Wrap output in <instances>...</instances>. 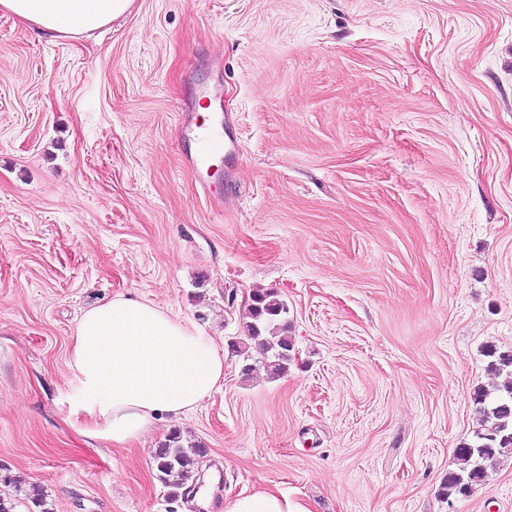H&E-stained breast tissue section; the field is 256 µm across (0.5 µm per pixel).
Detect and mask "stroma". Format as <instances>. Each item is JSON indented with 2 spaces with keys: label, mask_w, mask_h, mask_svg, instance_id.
I'll list each match as a JSON object with an SVG mask.
<instances>
[{
  "label": "stroma",
  "mask_w": 512,
  "mask_h": 512,
  "mask_svg": "<svg viewBox=\"0 0 512 512\" xmlns=\"http://www.w3.org/2000/svg\"><path fill=\"white\" fill-rule=\"evenodd\" d=\"M239 150L203 189L199 105ZM288 304L283 376L224 382L117 446L71 412V336L123 294L219 345ZM512 350V0H135L90 39L0 13V472L54 512H200L153 456L200 441L224 499L512 512V456L444 499Z\"/></svg>",
  "instance_id": "obj_1"
}]
</instances>
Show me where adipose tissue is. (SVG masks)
Wrapping results in <instances>:
<instances>
[{
	"label": "adipose tissue",
	"instance_id": "obj_1",
	"mask_svg": "<svg viewBox=\"0 0 512 512\" xmlns=\"http://www.w3.org/2000/svg\"><path fill=\"white\" fill-rule=\"evenodd\" d=\"M134 0H0V12L40 32L89 38ZM71 405L91 436L118 445L143 438L162 416L195 408L224 381V352L192 323L147 300L118 295L88 308L71 347ZM224 512H313L276 487L225 499Z\"/></svg>",
	"mask_w": 512,
	"mask_h": 512
}]
</instances>
